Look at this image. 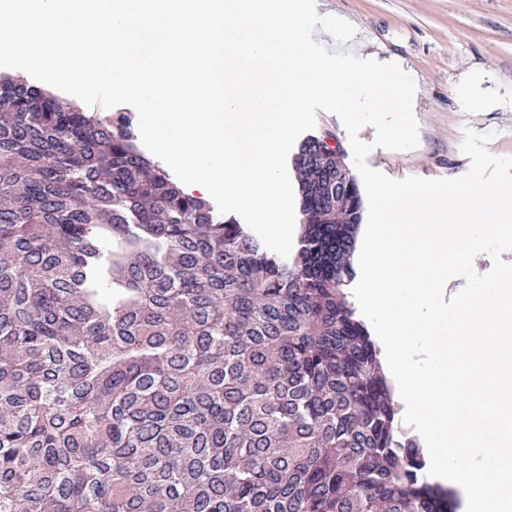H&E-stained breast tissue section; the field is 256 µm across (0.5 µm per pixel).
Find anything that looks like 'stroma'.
I'll return each mask as SVG.
<instances>
[{"instance_id": "35a3bbf8", "label": "stroma", "mask_w": 512, "mask_h": 512, "mask_svg": "<svg viewBox=\"0 0 512 512\" xmlns=\"http://www.w3.org/2000/svg\"><path fill=\"white\" fill-rule=\"evenodd\" d=\"M316 10L356 28L343 44L316 30L329 52L377 51L416 83L417 147H376L374 127L365 126L369 167L394 179L461 177L470 167L461 150L468 128L493 132L489 151L512 156V0H316Z\"/></svg>"}]
</instances>
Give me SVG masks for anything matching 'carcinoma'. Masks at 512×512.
I'll return each instance as SVG.
<instances>
[{"label":"carcinoma","instance_id":"cac0c4a2","mask_svg":"<svg viewBox=\"0 0 512 512\" xmlns=\"http://www.w3.org/2000/svg\"><path fill=\"white\" fill-rule=\"evenodd\" d=\"M334 140L293 157L283 260L124 113L0 75V512H457L348 300ZM59 93H61L60 95L62 96H65L67 98H69L70 100H73L75 101L78 105H80L86 112H97L99 113L100 115H103V116H109V115H112V113H114L118 108H125V109H128L132 112H126V113H131L134 115V133L137 137V143L139 145V147L143 150V152L145 154H147L148 156H150L152 158V156H154L153 154H151L142 144L141 142V138H140V133H139V128H138V115H137V112L135 111V109L129 105H117V106H114V107H111V108H103L99 105H94V106H88L86 104H84L81 100H79L78 98L72 96V95H69V94H66L62 91H57ZM156 157V156H154ZM157 158V157H156ZM159 159V158H157ZM160 160V159H159ZM170 171L171 169L162 161L160 160ZM172 172V171H171ZM173 173V172H172ZM174 174V173H173Z\"/></svg>","mask_w":512,"mask_h":512}]
</instances>
